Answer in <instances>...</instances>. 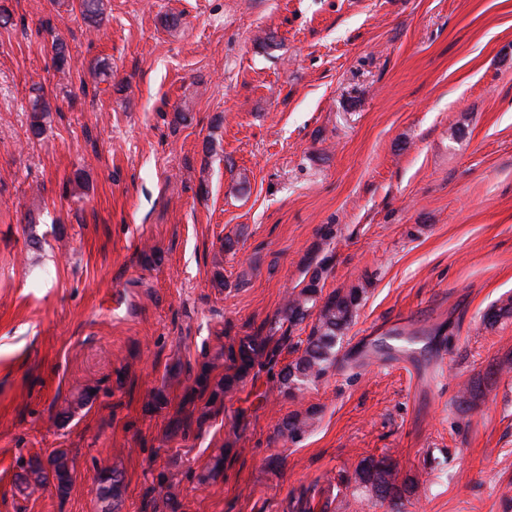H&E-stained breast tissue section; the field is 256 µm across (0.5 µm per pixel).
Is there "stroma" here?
<instances>
[{
    "instance_id": "stroma-1",
    "label": "stroma",
    "mask_w": 512,
    "mask_h": 512,
    "mask_svg": "<svg viewBox=\"0 0 512 512\" xmlns=\"http://www.w3.org/2000/svg\"><path fill=\"white\" fill-rule=\"evenodd\" d=\"M103 8L0 0V512H102L101 469L119 512H294L303 488L387 512L337 484L368 456L419 478L405 512H512V318L482 323L512 296V0ZM317 266L323 294L365 291L341 368L211 400L195 377L240 338L276 327L278 367L300 356L311 325L282 306ZM436 327L425 374L356 358ZM57 450L66 494L21 483ZM315 415L316 411L313 409L288 414L279 424L278 435L291 442H297L308 432ZM95 480L99 485L100 499L106 503L104 512L118 511L122 484L120 476L110 469H104L97 474Z\"/></svg>"
}]
</instances>
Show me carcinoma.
<instances>
[{
  "instance_id": "1",
  "label": "carcinoma",
  "mask_w": 512,
  "mask_h": 512,
  "mask_svg": "<svg viewBox=\"0 0 512 512\" xmlns=\"http://www.w3.org/2000/svg\"><path fill=\"white\" fill-rule=\"evenodd\" d=\"M82 15L94 20L103 14L102 0H79ZM51 111L50 103L37 98L32 104L31 132L38 137L42 131V118ZM323 269L314 268L308 282L299 290L288 295L283 307L284 319L291 325H298L311 315V310L319 308L316 320L307 336L306 346L300 357L277 373L276 389L285 396H296V392L309 383L322 378L330 368L337 365L336 346L342 340L344 332L357 315L366 289L353 288L347 293L335 292L328 296L322 306H317L321 288ZM512 317V296L491 305L483 317L487 327L495 326L499 321ZM271 337L247 336L228 348L227 359L230 373L224 376L221 391L226 392L235 387L253 369L255 362L264 357L272 363L275 354L268 349ZM316 411L292 412L279 424L278 435L291 442L298 441L312 425ZM52 468L34 466L29 461L23 466L27 473L36 475L35 485L47 484L54 478L58 492L64 493L70 485L69 460L66 453L56 452L50 455ZM99 494L105 503L104 512H118L121 484L120 476L104 469L96 476ZM341 482L355 490L364 489L382 503L388 504L390 512H402L404 499L416 494L419 484L415 479H406L397 483V471L386 459L367 457L362 459L353 472L342 476Z\"/></svg>"
}]
</instances>
